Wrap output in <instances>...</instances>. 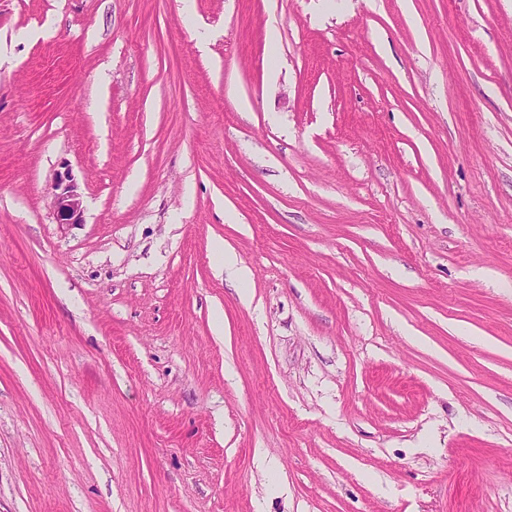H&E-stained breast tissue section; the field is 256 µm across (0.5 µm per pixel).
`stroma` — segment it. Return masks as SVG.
Returning a JSON list of instances; mask_svg holds the SVG:
<instances>
[{
    "label": "stroma",
    "mask_w": 512,
    "mask_h": 512,
    "mask_svg": "<svg viewBox=\"0 0 512 512\" xmlns=\"http://www.w3.org/2000/svg\"><path fill=\"white\" fill-rule=\"evenodd\" d=\"M0 512H512V0H0ZM56 224L71 225L83 221V198L69 171L59 172L51 187Z\"/></svg>",
    "instance_id": "stroma-1"
}]
</instances>
